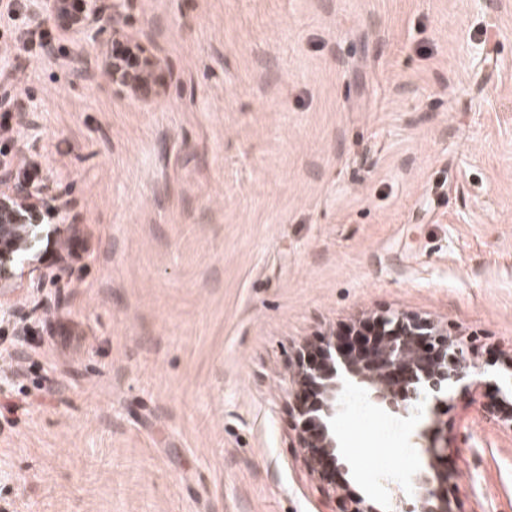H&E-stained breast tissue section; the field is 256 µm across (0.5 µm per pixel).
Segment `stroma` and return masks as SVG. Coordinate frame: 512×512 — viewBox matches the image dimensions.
<instances>
[{"instance_id":"35a3bbf8","label":"stroma","mask_w":512,"mask_h":512,"mask_svg":"<svg viewBox=\"0 0 512 512\" xmlns=\"http://www.w3.org/2000/svg\"><path fill=\"white\" fill-rule=\"evenodd\" d=\"M166 91L0 7L29 165L69 202L39 321L0 323V512H331L299 352L384 312L512 358V0H134ZM486 383L439 408L457 512H512ZM410 419L351 387L336 491L406 496Z\"/></svg>"}]
</instances>
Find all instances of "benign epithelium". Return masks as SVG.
<instances>
[{
	"label": "benign epithelium",
	"instance_id": "1",
	"mask_svg": "<svg viewBox=\"0 0 512 512\" xmlns=\"http://www.w3.org/2000/svg\"><path fill=\"white\" fill-rule=\"evenodd\" d=\"M132 0H30L32 21L48 15L65 31L98 42L107 37L126 44L130 53L114 55L97 49L94 60L82 58L78 69L104 72L118 94L149 103L161 96L160 59L128 31ZM67 201L51 192L49 184L18 172L13 160H0V320L19 315L6 296L30 280L34 287L46 277L44 257L51 253L59 262L70 256L60 225L44 218L64 217ZM465 345L448 329L410 313H381L353 327L346 334L323 341L319 356L299 354L295 383L299 387L291 417L318 485L336 494L338 462L336 415L347 389L357 385L368 400L394 414L421 412L429 399L448 396L456 387L467 390L481 384L482 372L467 364ZM490 417L512 431V385L489 410ZM429 433L417 434L419 451L428 457L425 467L412 472L408 481L409 507L392 512H455L454 493L448 488V448L428 441ZM332 512H380L369 500L334 499Z\"/></svg>",
	"mask_w": 512,
	"mask_h": 512
}]
</instances>
